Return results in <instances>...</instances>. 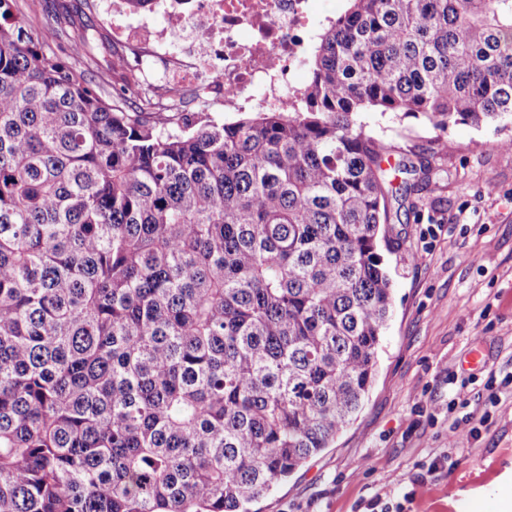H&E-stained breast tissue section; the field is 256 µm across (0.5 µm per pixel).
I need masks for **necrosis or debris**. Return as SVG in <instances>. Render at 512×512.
Listing matches in <instances>:
<instances>
[{"mask_svg": "<svg viewBox=\"0 0 512 512\" xmlns=\"http://www.w3.org/2000/svg\"><path fill=\"white\" fill-rule=\"evenodd\" d=\"M113 27L128 23L135 60L169 57L168 90L203 93L225 111H274L298 103L313 41L311 0H152L134 11L112 0Z\"/></svg>", "mask_w": 512, "mask_h": 512, "instance_id": "necrosis-or-debris-1", "label": "necrosis or debris"}]
</instances>
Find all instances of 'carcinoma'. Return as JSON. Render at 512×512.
<instances>
[{
    "instance_id": "1",
    "label": "carcinoma",
    "mask_w": 512,
    "mask_h": 512,
    "mask_svg": "<svg viewBox=\"0 0 512 512\" xmlns=\"http://www.w3.org/2000/svg\"><path fill=\"white\" fill-rule=\"evenodd\" d=\"M0 0V512H251L371 387L392 292L364 112L512 127V0H348L297 108L154 119Z\"/></svg>"
}]
</instances>
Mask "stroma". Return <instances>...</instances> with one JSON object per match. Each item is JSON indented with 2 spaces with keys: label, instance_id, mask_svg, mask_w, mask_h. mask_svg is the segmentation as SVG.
Instances as JSON below:
<instances>
[{
  "label": "stroma",
  "instance_id": "obj_1",
  "mask_svg": "<svg viewBox=\"0 0 512 512\" xmlns=\"http://www.w3.org/2000/svg\"><path fill=\"white\" fill-rule=\"evenodd\" d=\"M104 0H15L32 36L67 8L70 35L91 26L103 52L116 32ZM368 130L400 160L429 163L431 180L393 202L381 246L393 312L377 372L356 420L329 448L281 481L252 512H496L512 485V132L458 123L438 131L423 117L365 112ZM487 264H478V257ZM478 437L449 448L451 418ZM449 461L434 466L440 456Z\"/></svg>",
  "mask_w": 512,
  "mask_h": 512
}]
</instances>
